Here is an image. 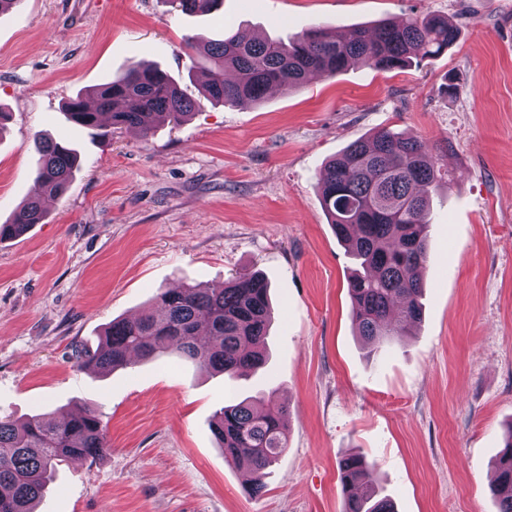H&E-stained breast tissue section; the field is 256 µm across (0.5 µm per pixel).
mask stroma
Instances as JSON below:
<instances>
[{"instance_id":"35a3bbf8","label":"stroma","mask_w":512,"mask_h":512,"mask_svg":"<svg viewBox=\"0 0 512 512\" xmlns=\"http://www.w3.org/2000/svg\"><path fill=\"white\" fill-rule=\"evenodd\" d=\"M447 16L460 30L401 71L357 63L274 89L252 107L201 97L209 63L185 43L246 31L287 39ZM200 104L149 135L91 137L63 105L137 61ZM0 222L35 190L33 137L81 167L43 223L0 242V416L93 408L108 449L58 467L37 512H343L338 461L363 453L396 512H498L494 462L512 426V0H22L0 14ZM389 128L423 141L448 177L431 193L420 324L368 355L352 320L354 261L318 175ZM270 284L269 359L231 380L173 356L101 375L78 367L114 320L166 288ZM274 392L288 447L256 496L211 423L225 401ZM174 10L183 14H205L217 10L222 0H170Z\"/></svg>"}]
</instances>
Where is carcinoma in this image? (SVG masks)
Here are the masks:
<instances>
[{
    "instance_id": "1",
    "label": "carcinoma",
    "mask_w": 512,
    "mask_h": 512,
    "mask_svg": "<svg viewBox=\"0 0 512 512\" xmlns=\"http://www.w3.org/2000/svg\"><path fill=\"white\" fill-rule=\"evenodd\" d=\"M183 14L217 10L223 0H170ZM459 27L445 17L381 21L346 38L314 27L285 42L237 32L204 46L211 62L203 97L214 103L250 107L277 86L297 88L309 73L332 77L362 62L377 70H399L438 56L458 39ZM178 82L155 65L136 62L109 82L79 92L64 105L68 122L100 129L110 115L115 129L136 127L149 134L161 122L179 123L195 110ZM37 184L14 217L0 224V241L24 234L45 217L43 196H62L78 166L75 150L40 136ZM441 177L439 159L427 146L382 129L351 143L319 175L321 200L336 238L358 262L349 291L358 335L379 352L422 317L420 302L428 259L429 192ZM159 313L114 320L81 366L108 374L131 363L175 352L212 373L239 378L265 363L271 321L269 287L257 272H243L222 288L185 286L162 290ZM213 433L224 456L250 471L245 491L259 494L266 470L287 448L286 408L274 396L246 397L215 416ZM108 447L106 429L91 409L62 420L35 415L18 422L0 417V512H35L57 466L94 460ZM491 487L499 512H512V430L495 465ZM345 512H394L374 486L375 464L353 454L339 461Z\"/></svg>"
}]
</instances>
